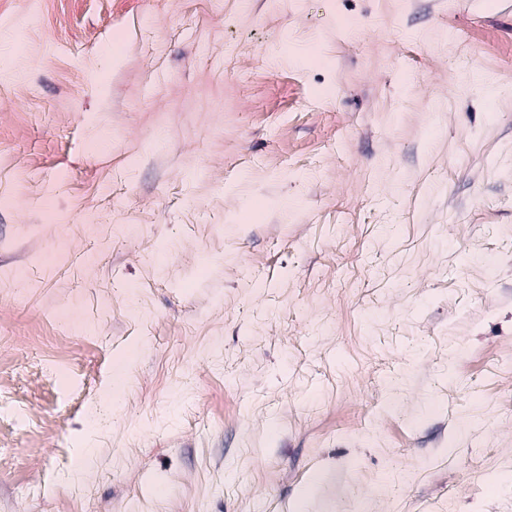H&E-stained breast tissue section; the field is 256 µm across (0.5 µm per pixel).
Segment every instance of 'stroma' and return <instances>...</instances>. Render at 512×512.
Here are the masks:
<instances>
[{
	"label": "stroma",
	"mask_w": 512,
	"mask_h": 512,
	"mask_svg": "<svg viewBox=\"0 0 512 512\" xmlns=\"http://www.w3.org/2000/svg\"><path fill=\"white\" fill-rule=\"evenodd\" d=\"M1 28L0 512H512V0Z\"/></svg>",
	"instance_id": "stroma-1"
}]
</instances>
